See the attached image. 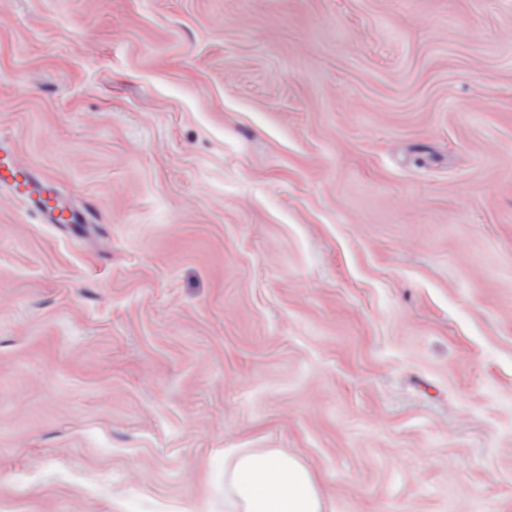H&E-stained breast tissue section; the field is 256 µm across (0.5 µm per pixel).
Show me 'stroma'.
Masks as SVG:
<instances>
[{
    "mask_svg": "<svg viewBox=\"0 0 512 512\" xmlns=\"http://www.w3.org/2000/svg\"><path fill=\"white\" fill-rule=\"evenodd\" d=\"M0 512H512V0H0ZM49 183L10 147L0 146V189L31 206L49 224L91 222L90 209L82 213L69 204L64 205ZM229 512H334L318 477L279 450H242L225 473Z\"/></svg>",
    "mask_w": 512,
    "mask_h": 512,
    "instance_id": "35a3bbf8",
    "label": "stroma"
}]
</instances>
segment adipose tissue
Wrapping results in <instances>:
<instances>
[{"label": "adipose tissue", "mask_w": 512, "mask_h": 512, "mask_svg": "<svg viewBox=\"0 0 512 512\" xmlns=\"http://www.w3.org/2000/svg\"><path fill=\"white\" fill-rule=\"evenodd\" d=\"M229 512H333L318 477L279 450H243L230 462Z\"/></svg>", "instance_id": "1"}]
</instances>
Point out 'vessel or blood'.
I'll return each instance as SVG.
<instances>
[{
	"label": "vessel or blood",
	"instance_id": "vessel-or-blood-1",
	"mask_svg": "<svg viewBox=\"0 0 512 512\" xmlns=\"http://www.w3.org/2000/svg\"><path fill=\"white\" fill-rule=\"evenodd\" d=\"M0 189L36 210L51 224L88 222V213L63 204L45 177L9 147L0 146Z\"/></svg>",
	"mask_w": 512,
	"mask_h": 512
}]
</instances>
